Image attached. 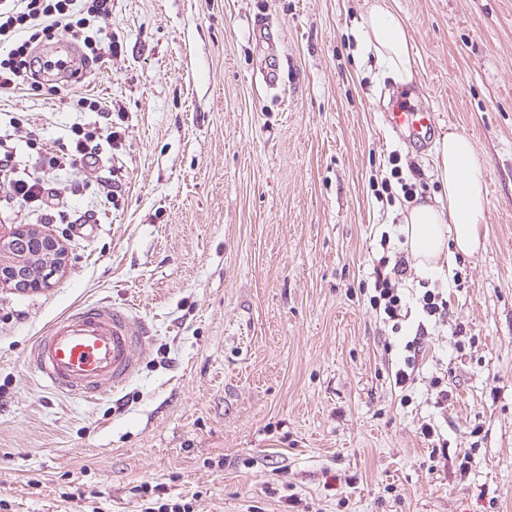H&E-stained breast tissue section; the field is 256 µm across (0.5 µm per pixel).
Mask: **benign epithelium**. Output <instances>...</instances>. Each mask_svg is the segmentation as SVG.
Segmentation results:
<instances>
[{
    "instance_id": "benign-epithelium-1",
    "label": "benign epithelium",
    "mask_w": 512,
    "mask_h": 512,
    "mask_svg": "<svg viewBox=\"0 0 512 512\" xmlns=\"http://www.w3.org/2000/svg\"><path fill=\"white\" fill-rule=\"evenodd\" d=\"M66 264L63 244L49 231L18 224L0 232V287L38 291L53 284Z\"/></svg>"
}]
</instances>
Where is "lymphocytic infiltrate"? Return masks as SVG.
<instances>
[{"instance_id":"1","label":"lymphocytic infiltrate","mask_w":512,"mask_h":512,"mask_svg":"<svg viewBox=\"0 0 512 512\" xmlns=\"http://www.w3.org/2000/svg\"><path fill=\"white\" fill-rule=\"evenodd\" d=\"M112 12L111 0H0V46L7 54L0 58V94L8 95L21 87L40 92L39 73L51 71L52 61L31 54L33 43L53 41L59 33H69L89 50L93 60L117 54L118 44L101 19ZM79 109L97 114L93 123L74 124L68 148L57 152L45 149L36 130L27 133L30 150L25 165H18L17 151L10 132L0 131V185L6 186L4 200L9 204L31 206L34 223L67 222L59 205L68 186L63 175L88 176L109 164L104 152L111 143V106L87 93L76 96ZM408 254L398 253L394 260L380 258L373 268L369 303L392 331L402 329L409 317L403 285L408 277Z\"/></svg>"}]
</instances>
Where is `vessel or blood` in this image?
I'll return each mask as SVG.
<instances>
[{
	"mask_svg": "<svg viewBox=\"0 0 512 512\" xmlns=\"http://www.w3.org/2000/svg\"><path fill=\"white\" fill-rule=\"evenodd\" d=\"M386 121L419 146L436 128L433 112L404 100L391 103ZM147 336L124 306H77L38 337L28 361L45 387L69 398L92 399L133 378Z\"/></svg>",
	"mask_w": 512,
	"mask_h": 512,
	"instance_id": "1",
	"label": "vessel or blood"
}]
</instances>
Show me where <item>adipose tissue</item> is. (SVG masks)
Masks as SVG:
<instances>
[{"mask_svg":"<svg viewBox=\"0 0 512 512\" xmlns=\"http://www.w3.org/2000/svg\"><path fill=\"white\" fill-rule=\"evenodd\" d=\"M364 25L366 40L385 76L411 85L416 68L402 19L385 0H370ZM435 167L444 201L415 204L403 212L402 222L416 265L437 275L447 266L451 251L473 254L481 248L487 191L475 145L466 135L451 132L436 141Z\"/></svg>","mask_w":512,"mask_h":512,"instance_id":"adipose-tissue-1","label":"adipose tissue"}]
</instances>
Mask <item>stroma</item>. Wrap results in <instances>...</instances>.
I'll use <instances>...</instances> for the list:
<instances>
[{
	"mask_svg": "<svg viewBox=\"0 0 512 512\" xmlns=\"http://www.w3.org/2000/svg\"><path fill=\"white\" fill-rule=\"evenodd\" d=\"M390 3L402 95L474 141L488 201L476 254L407 279L448 291L416 383L394 387L407 338L366 294L405 249L406 199L379 189L442 186L433 147L384 122L365 0H112L121 51L84 87L112 105L114 192L66 195L52 287L0 288V512H512V0ZM15 117L52 151L94 119L60 75L0 97ZM102 301L144 320L138 372L95 400L45 388L36 338Z\"/></svg>",
	"mask_w": 512,
	"mask_h": 512,
	"instance_id": "35a3bbf8",
	"label": "stroma"
}]
</instances>
